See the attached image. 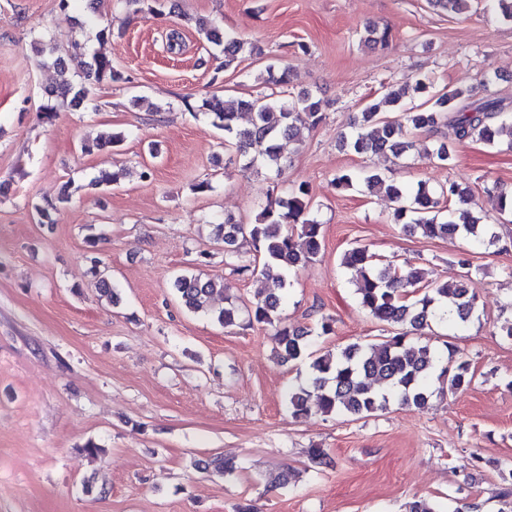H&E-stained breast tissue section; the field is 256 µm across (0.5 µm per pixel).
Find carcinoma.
<instances>
[{
  "mask_svg": "<svg viewBox=\"0 0 512 512\" xmlns=\"http://www.w3.org/2000/svg\"><path fill=\"white\" fill-rule=\"evenodd\" d=\"M471 0H430L442 12L462 14ZM197 29L204 39L224 52V66L232 65L244 51V42L226 35L213 22L200 18ZM390 30L384 26L368 25L363 42L375 45L388 40ZM53 65L61 81L48 91V96L62 104L79 107L88 97L90 82L103 80L119 83L124 80L121 71L101 56H95L87 65L83 79L75 81L66 76L64 59L56 58ZM492 83L485 74L477 86L457 87L445 92L429 93L425 78L415 81L413 88L389 85L384 103L398 109L393 116L381 112L380 104L368 105L358 118L349 122L350 133L340 137L342 147L358 155L408 156L415 144L409 130L438 131L448 129L451 136L434 144L431 156L450 164L455 159V146L466 141H479L494 147L502 142L512 148V116L507 115L503 100L488 93ZM428 94L423 109L403 108L409 93ZM323 100L311 93L288 98L271 92L255 97L233 99L216 95L205 100L203 108L212 117V123L224 130V151L228 163L243 171L263 167L274 177L284 171L283 143L296 142L304 129H313L323 120ZM252 115L251 125H237L239 113ZM365 185L372 192H383L395 204L394 220L404 228L419 232L426 238H465L469 248L460 252L457 263L471 265V248L493 245L499 237L494 225L479 217H467L463 223L453 218L439 217L440 199L462 205L473 204L472 195L455 182L434 192L427 183L410 188L388 183L378 173L365 177ZM487 203L492 211L503 217L512 216V195L494 188L486 189ZM310 208V189L301 183L288 196L271 197L255 222L239 224L230 218L216 225V238L224 244L225 261L239 272L250 270L239 265L237 244L239 238L250 237L263 252L261 275L268 281L266 293L257 299L251 309V319L258 324L272 326L279 320L284 292L288 288L285 272L315 259L322 248V225L306 218ZM341 265L356 272V294L360 306L376 320L388 326L403 327L378 344H348L334 353L327 352L312 359L307 385L293 389L288 395V406L295 418L308 415L316 409L327 415L362 416L386 409L392 400L403 405L425 408L434 390L432 378L446 383L453 393L470 385L472 374L466 360L454 368L441 366L442 357L429 343L416 344L408 336L428 328L435 320L453 326L470 322L478 309L476 289L466 282L450 288L432 287L424 283L425 272L412 266L398 271L367 248L353 247L346 251ZM173 287L181 305L189 311H198L215 294H224V280L218 277L179 275ZM240 313L237 302L225 298L224 307L214 312V319L227 327L236 323ZM281 358L295 361L309 356L306 327L286 326L275 333Z\"/></svg>",
  "mask_w": 512,
  "mask_h": 512,
  "instance_id": "obj_1",
  "label": "carcinoma"
}]
</instances>
